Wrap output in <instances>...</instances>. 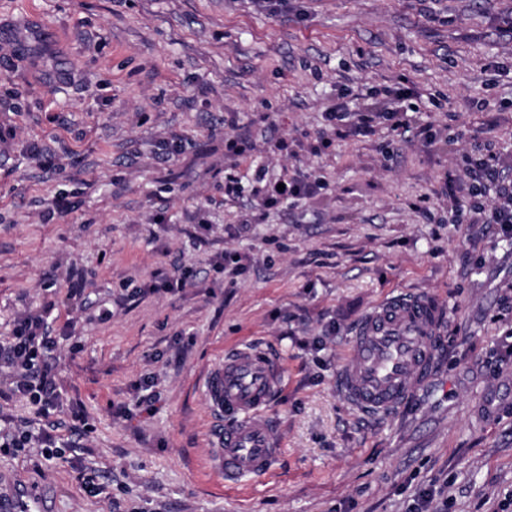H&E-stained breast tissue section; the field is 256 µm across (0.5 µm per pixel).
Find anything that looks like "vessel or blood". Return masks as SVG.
I'll return each mask as SVG.
<instances>
[{
    "label": "vessel or blood",
    "instance_id": "obj_1",
    "mask_svg": "<svg viewBox=\"0 0 512 512\" xmlns=\"http://www.w3.org/2000/svg\"><path fill=\"white\" fill-rule=\"evenodd\" d=\"M446 311L432 298L398 295L358 323L353 360L338 384L347 400L369 412L403 409L428 376L445 343ZM279 355L244 348L218 360L205 381L217 422L210 435L208 465L227 483L261 478L275 467L280 449L271 403L283 377ZM0 512H47L40 494L18 489L0 500Z\"/></svg>",
    "mask_w": 512,
    "mask_h": 512
}]
</instances>
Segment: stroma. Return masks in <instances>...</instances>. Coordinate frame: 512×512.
<instances>
[{
	"label": "stroma",
	"instance_id": "obj_1",
	"mask_svg": "<svg viewBox=\"0 0 512 512\" xmlns=\"http://www.w3.org/2000/svg\"><path fill=\"white\" fill-rule=\"evenodd\" d=\"M404 79L437 99L409 132L330 131L337 95L371 102ZM246 130L255 149L226 159L225 135ZM488 153L511 180L512 0H289L275 15L252 0H0V342L53 306L49 419L67 445L62 460L0 456V490L41 488L51 512H410L428 490L437 510L507 512L512 240L458 216L448 181ZM261 170L326 187L237 231ZM227 251L241 274L213 271ZM185 266L183 290L139 294ZM398 294L445 305L447 346L405 409L370 417L337 379L358 322ZM266 346L284 367L281 455L227 484L208 468L202 380L225 352ZM40 422L0 384L1 433Z\"/></svg>",
	"mask_w": 512,
	"mask_h": 512
}]
</instances>
